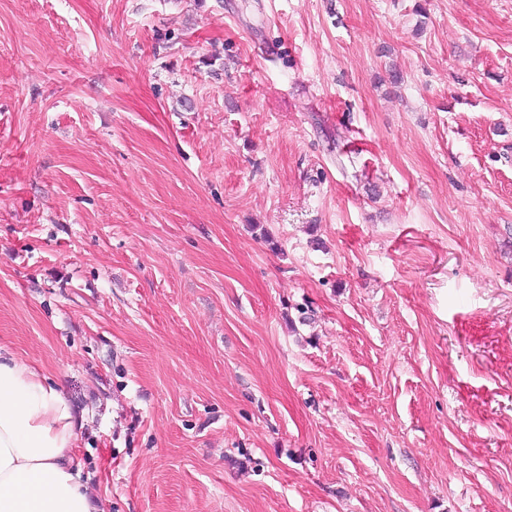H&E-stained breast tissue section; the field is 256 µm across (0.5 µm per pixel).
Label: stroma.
<instances>
[{
  "mask_svg": "<svg viewBox=\"0 0 512 512\" xmlns=\"http://www.w3.org/2000/svg\"><path fill=\"white\" fill-rule=\"evenodd\" d=\"M0 345L99 512H512V0H0Z\"/></svg>",
  "mask_w": 512,
  "mask_h": 512,
  "instance_id": "obj_1",
  "label": "stroma"
}]
</instances>
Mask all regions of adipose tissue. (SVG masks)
Masks as SVG:
<instances>
[{
    "label": "adipose tissue",
    "instance_id": "obj_1",
    "mask_svg": "<svg viewBox=\"0 0 512 512\" xmlns=\"http://www.w3.org/2000/svg\"><path fill=\"white\" fill-rule=\"evenodd\" d=\"M70 401L0 346V512H92Z\"/></svg>",
    "mask_w": 512,
    "mask_h": 512
}]
</instances>
